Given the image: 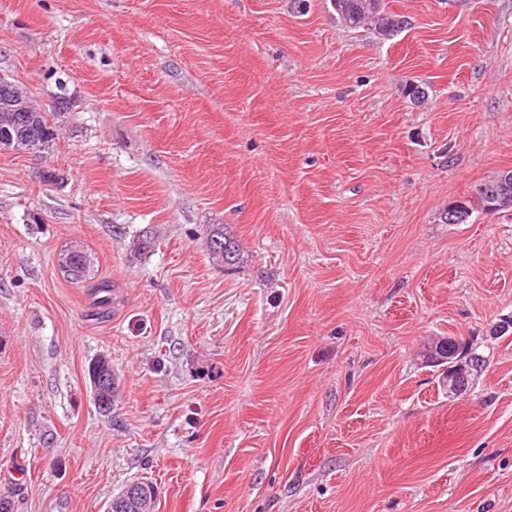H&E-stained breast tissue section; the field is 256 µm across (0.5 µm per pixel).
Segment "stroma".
<instances>
[{"label": "stroma", "instance_id": "1", "mask_svg": "<svg viewBox=\"0 0 512 512\" xmlns=\"http://www.w3.org/2000/svg\"><path fill=\"white\" fill-rule=\"evenodd\" d=\"M386 3L387 39L330 0H0V75L65 103L46 157L0 151L14 512L138 478L155 512H512V210L444 219L512 170V0ZM440 336L487 358L453 400ZM208 248L214 259L224 262V267L235 266L241 260V249L223 225L213 226L208 234ZM66 264L70 269L69 274H64L67 278L72 281H83L86 279L89 271L90 261L88 255L83 250H64L60 254L59 266ZM88 377L112 378V388H105L97 394L92 393L93 401L101 413L109 414L112 411V399L115 400L117 392V378L112 370V360L107 355L98 356L88 367Z\"/></svg>", "mask_w": 512, "mask_h": 512}]
</instances>
